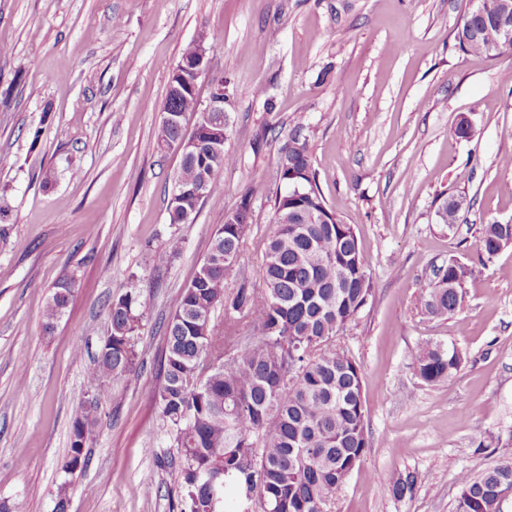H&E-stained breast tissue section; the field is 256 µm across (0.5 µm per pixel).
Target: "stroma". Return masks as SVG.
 Wrapping results in <instances>:
<instances>
[{"label":"stroma","mask_w":512,"mask_h":512,"mask_svg":"<svg viewBox=\"0 0 512 512\" xmlns=\"http://www.w3.org/2000/svg\"><path fill=\"white\" fill-rule=\"evenodd\" d=\"M469 0H0V503L10 512H172L177 474L154 397L175 296L214 229L251 195L241 272L274 225L281 148L303 122L328 207L354 225L372 301L340 343L360 363L372 442L332 512H455L457 476L512 456V246L481 252L484 224L512 221V59L463 53ZM211 68L200 101L227 81L224 148L236 162L193 223L167 222L179 166L155 142L168 76L201 31ZM264 95H256V88ZM468 118L475 134L453 130ZM263 190L251 193L253 183ZM469 201L454 228L437 211ZM178 246L170 265L156 252ZM472 268L451 315L417 304L448 259ZM77 282L52 335L42 311ZM139 294L135 369L98 395L86 372L114 297ZM455 345L460 370L415 372L425 343ZM97 398L86 466L62 462L83 404ZM420 480L398 499V472ZM438 474L439 482L428 479ZM154 490L144 493V476Z\"/></svg>","instance_id":"1"}]
</instances>
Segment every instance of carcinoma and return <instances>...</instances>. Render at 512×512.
Returning <instances> with one entry per match:
<instances>
[{
	"mask_svg": "<svg viewBox=\"0 0 512 512\" xmlns=\"http://www.w3.org/2000/svg\"><path fill=\"white\" fill-rule=\"evenodd\" d=\"M461 51L512 56V10L500 0H477L455 31ZM177 122L157 138L161 151L179 153L188 118L200 104L197 88L166 96ZM295 126L280 150L287 185L306 172L312 196L274 202V228L261 262L249 274L238 262L251 224H221L191 283L174 299L166 326L162 382L155 397L170 426V464L177 469L179 512H331L351 473L371 447L365 422L360 365L337 343L372 298L371 277L354 225L330 210L318 190L308 142ZM192 151L180 153L174 180L178 196L167 213L172 226L192 223L205 199L221 191V173L234 157L218 136L192 132ZM461 219L457 199L443 201L440 223ZM482 251L491 259L512 242V224L482 228ZM432 286L418 303L432 316H448L461 305L471 270L457 261L433 271ZM76 281L60 279L43 310V332L63 316ZM141 302L127 292L109 304L110 334L89 367L104 383L131 371L142 320ZM224 330L214 333L217 310ZM250 327L259 339L240 335ZM454 345L428 344L416 358L419 377L430 384L456 373L462 363ZM95 431L93 411L73 424L66 473L85 466L84 445ZM418 476L400 472L391 484L397 498L413 494ZM456 512H501L499 495L512 489V457L480 474L457 477Z\"/></svg>",
	"mask_w": 512,
	"mask_h": 512,
	"instance_id": "cac0c4a2",
	"label": "carcinoma"
}]
</instances>
